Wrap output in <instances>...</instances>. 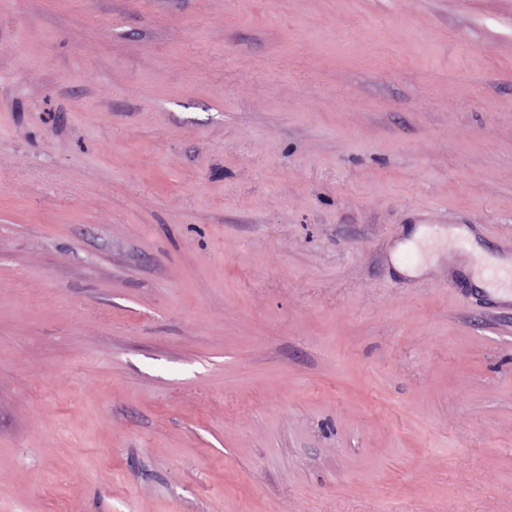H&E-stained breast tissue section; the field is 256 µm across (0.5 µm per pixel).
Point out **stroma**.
<instances>
[{
  "mask_svg": "<svg viewBox=\"0 0 512 512\" xmlns=\"http://www.w3.org/2000/svg\"><path fill=\"white\" fill-rule=\"evenodd\" d=\"M471 247L512 0H0V512H512Z\"/></svg>",
  "mask_w": 512,
  "mask_h": 512,
  "instance_id": "1",
  "label": "stroma"
}]
</instances>
